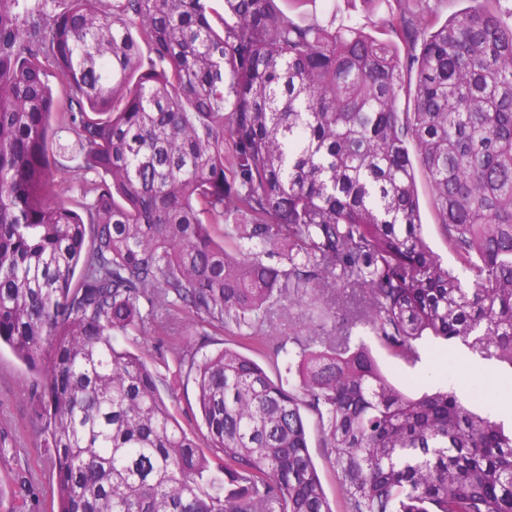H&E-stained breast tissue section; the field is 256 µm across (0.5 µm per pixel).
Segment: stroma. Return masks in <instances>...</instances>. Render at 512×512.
<instances>
[{"label": "stroma", "instance_id": "35a3bbf8", "mask_svg": "<svg viewBox=\"0 0 512 512\" xmlns=\"http://www.w3.org/2000/svg\"><path fill=\"white\" fill-rule=\"evenodd\" d=\"M392 3L393 0H311L300 14L308 18L333 14L347 23L369 27L387 15ZM360 335L370 346L383 374L408 395L420 394L441 383L459 392L468 389L474 381L487 379L498 388L499 394L479 405V412L494 414L499 402L512 398V373L499 371L461 343L449 345L434 338L421 340L420 360L410 367L390 356L368 330H361ZM116 343L141 356L150 370L163 378L169 374V365L184 350L197 344L207 353L229 346L261 366L269 364L266 353L249 341L212 329L199 320L177 336L162 334L151 327L146 335L120 336ZM43 388L40 375L29 371L9 348L0 349V429L8 430L12 436V448L0 465V512H56L53 495L56 476L40 446V423L34 414ZM163 397L187 432L202 435V423L192 413L196 400L193 379L184 380L175 391L164 392Z\"/></svg>", "mask_w": 512, "mask_h": 512}]
</instances>
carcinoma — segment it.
<instances>
[{"label": "carcinoma", "mask_w": 512, "mask_h": 512, "mask_svg": "<svg viewBox=\"0 0 512 512\" xmlns=\"http://www.w3.org/2000/svg\"><path fill=\"white\" fill-rule=\"evenodd\" d=\"M467 2L396 0L376 37L276 0H0V345L45 376L57 512H334L310 420L345 512H512L504 424L406 395L352 336L512 371V10ZM418 171L467 286L424 241ZM349 285L356 308L310 319L344 335L273 352L286 381L230 347L178 360L200 441L114 341L186 312L257 340ZM308 313V307L301 302L291 300L285 302L283 308H278L273 313V325L278 336L277 340H284L288 347L294 345L288 343V336H297L303 330L305 315ZM311 442L312 448H310V452L312 458L317 466V469L321 475L324 489L329 499L331 506L340 512L341 510V498L339 497L337 487H336V479L332 474L330 468L326 463V449L318 448L317 437L315 436V432L313 430V424L311 423Z\"/></svg>", "instance_id": "carcinoma-1"}]
</instances>
